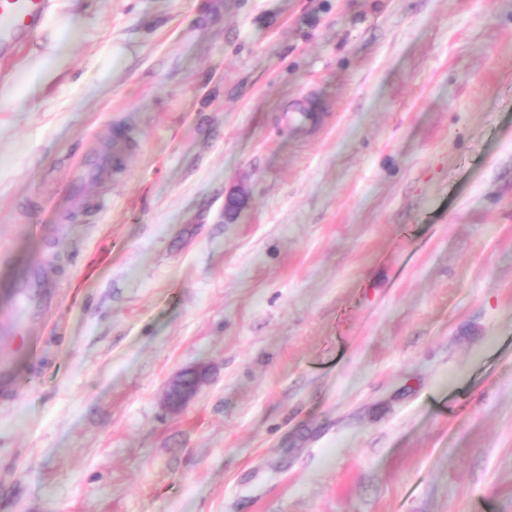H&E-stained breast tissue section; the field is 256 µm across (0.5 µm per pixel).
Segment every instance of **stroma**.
<instances>
[{
    "instance_id": "35a3bbf8",
    "label": "stroma",
    "mask_w": 512,
    "mask_h": 512,
    "mask_svg": "<svg viewBox=\"0 0 512 512\" xmlns=\"http://www.w3.org/2000/svg\"><path fill=\"white\" fill-rule=\"evenodd\" d=\"M34 263L0 512H512V0H52L0 319ZM102 167V161L99 157L91 156L83 158L78 165V173L76 176V180L70 183V187L72 189V198L74 201L83 200L82 194L76 189V182L83 180H92L95 179L98 172ZM57 288H61L58 282L53 281L39 266H32L18 285L17 296L21 307L11 331L16 336L19 346L27 348L33 355L37 353V343L31 336L20 333L18 325H31L40 320L55 304Z\"/></svg>"
}]
</instances>
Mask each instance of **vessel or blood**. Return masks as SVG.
<instances>
[{"label":"vessel or blood","instance_id":"vessel-or-blood-1","mask_svg":"<svg viewBox=\"0 0 512 512\" xmlns=\"http://www.w3.org/2000/svg\"><path fill=\"white\" fill-rule=\"evenodd\" d=\"M52 0H0V56L10 57L36 39ZM58 284L41 267L29 269L17 288L21 307L17 323L30 325L41 319L56 302Z\"/></svg>","mask_w":512,"mask_h":512}]
</instances>
